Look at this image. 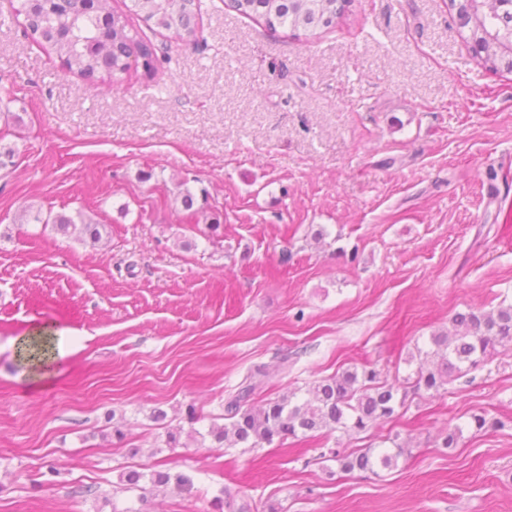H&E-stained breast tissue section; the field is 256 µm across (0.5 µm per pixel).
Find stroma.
I'll return each mask as SVG.
<instances>
[{"instance_id": "1", "label": "stroma", "mask_w": 512, "mask_h": 512, "mask_svg": "<svg viewBox=\"0 0 512 512\" xmlns=\"http://www.w3.org/2000/svg\"><path fill=\"white\" fill-rule=\"evenodd\" d=\"M20 6L0 0V512H219L226 491L278 512H512V349L435 395L409 360L454 314L512 304V73L477 64L448 0H352L307 42L198 0L190 41L133 19L159 72L119 85L69 72ZM39 328L64 348L42 370ZM353 365L410 391L340 438L406 447L379 474L321 461L322 438L166 443L223 424L254 367L262 400ZM132 470L193 488L143 496ZM142 481H145L142 484ZM173 482L179 488L191 486L192 479L182 473L171 475L167 472L152 471L149 474L140 471H131L126 478V489L129 490H142L144 493L147 490V485L150 484L152 488L167 486Z\"/></svg>"}]
</instances>
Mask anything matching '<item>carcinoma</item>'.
Masks as SVG:
<instances>
[{
	"label": "carcinoma",
	"instance_id": "1",
	"mask_svg": "<svg viewBox=\"0 0 512 512\" xmlns=\"http://www.w3.org/2000/svg\"><path fill=\"white\" fill-rule=\"evenodd\" d=\"M194 0H130L126 11L112 10L110 0H24L21 12L27 28L47 44L70 72L84 77L115 78L129 72L132 64L156 70L155 46L137 37L129 22L135 15L155 27L168 30L178 40L195 37L192 23ZM348 0H234L233 8L242 16L261 20L266 28L288 27L293 36L310 39L336 25ZM469 35L475 58L483 68L512 72V0H449ZM34 221L51 224L68 235L79 230L98 241V225L75 221L65 214ZM512 349V304L490 310L457 313L451 329L430 336L429 347L417 350L419 367L414 388L437 393L464 371L483 365L497 348ZM266 372L260 366L241 381L226 404L227 423L215 425L210 434L218 448L246 444L257 448L288 438L330 437L339 432H362L374 423L392 418L405 403L407 393L380 381L379 373L368 366L349 367L324 378L300 396L292 391L250 404L264 385ZM405 448L395 451L365 448L357 452L329 450L330 460L345 473L375 472L391 467ZM179 488L192 484L182 473L131 471L126 478L129 490H147L169 483Z\"/></svg>",
	"mask_w": 512,
	"mask_h": 512
}]
</instances>
